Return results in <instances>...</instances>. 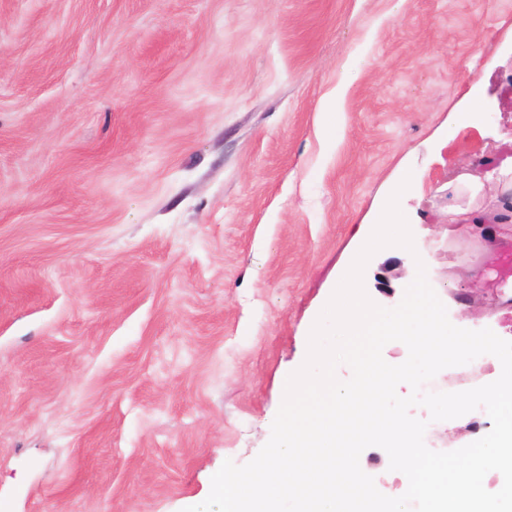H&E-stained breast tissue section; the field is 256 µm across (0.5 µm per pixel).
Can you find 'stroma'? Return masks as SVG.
Masks as SVG:
<instances>
[{"label": "stroma", "instance_id": "35a3bbf8", "mask_svg": "<svg viewBox=\"0 0 512 512\" xmlns=\"http://www.w3.org/2000/svg\"><path fill=\"white\" fill-rule=\"evenodd\" d=\"M509 76L512 0H0V512L202 503L402 180L415 252L377 251L368 297L422 265L452 324L512 341V223L448 221L512 155ZM360 465L405 493L382 448Z\"/></svg>", "mask_w": 512, "mask_h": 512}]
</instances>
